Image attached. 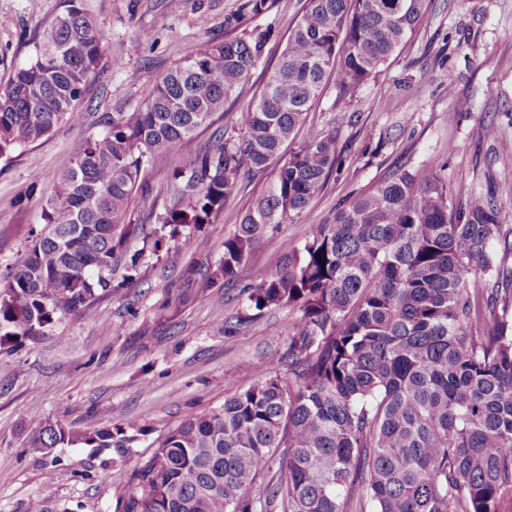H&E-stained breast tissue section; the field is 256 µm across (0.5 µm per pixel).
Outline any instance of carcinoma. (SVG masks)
I'll list each match as a JSON object with an SVG mask.
<instances>
[{
    "label": "carcinoma",
    "mask_w": 512,
    "mask_h": 512,
    "mask_svg": "<svg viewBox=\"0 0 512 512\" xmlns=\"http://www.w3.org/2000/svg\"><path fill=\"white\" fill-rule=\"evenodd\" d=\"M428 9L427 0H307L244 133L172 173L177 202L128 214L149 165L181 155L259 62L266 35L206 40L162 74L138 109L100 119L29 229L21 266L0 276V346L39 336L139 274L144 250L212 223L242 170L276 175L224 240L217 262L188 270L194 290L232 286L255 245L301 214L338 168L336 135L286 151L327 81L346 111ZM104 57L85 0L33 38L29 62L0 87V158L79 122ZM287 160H282L283 154ZM493 193L455 205L430 167L398 165L318 225L281 266L241 287L234 333L265 311L295 312L287 351L206 414L186 417L131 470L115 512H501L512 497V254ZM142 236V248L129 240ZM31 447L115 448L135 424L83 430L33 419Z\"/></svg>",
    "instance_id": "1"
}]
</instances>
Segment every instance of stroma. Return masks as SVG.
I'll return each mask as SVG.
<instances>
[{"instance_id":"obj_1","label":"stroma","mask_w":512,"mask_h":512,"mask_svg":"<svg viewBox=\"0 0 512 512\" xmlns=\"http://www.w3.org/2000/svg\"><path fill=\"white\" fill-rule=\"evenodd\" d=\"M305 5L264 0L255 12L247 0H88L100 21L107 63L78 105L81 122H61L0 159V226H40L59 174L100 132L97 116L142 105L156 78L202 41L267 32L271 38L257 67L184 154L217 148L239 134ZM59 10L60 0H0V86L29 61L32 36ZM335 98L334 85H327L296 141L335 134L338 170L299 218L257 244L237 285L173 305L188 266L223 256L225 238L271 181L268 173L241 175L239 194L212 223L185 228L179 241L145 253L132 281L115 270L114 280L124 286L96 303L94 318L60 314L41 336L0 346V512H30L36 502L42 512H114L122 484L108 480L107 469L129 468L149 456L184 418L219 407L227 394L252 382L261 361L286 350L294 317L286 307L225 334V319L242 306L241 286L274 270L289 248L301 246L340 204L374 186L394 164L441 167L456 203L494 192L499 222L512 230V183L499 179L512 168V0H430L422 24L360 89L341 125ZM489 125L498 129L496 140L483 137ZM183 156L145 169L132 223H146L151 209L174 204L170 176ZM33 170L43 175L35 186ZM36 416L76 429L99 418L132 420L139 433L121 454L64 447L46 456L29 444Z\"/></svg>"}]
</instances>
